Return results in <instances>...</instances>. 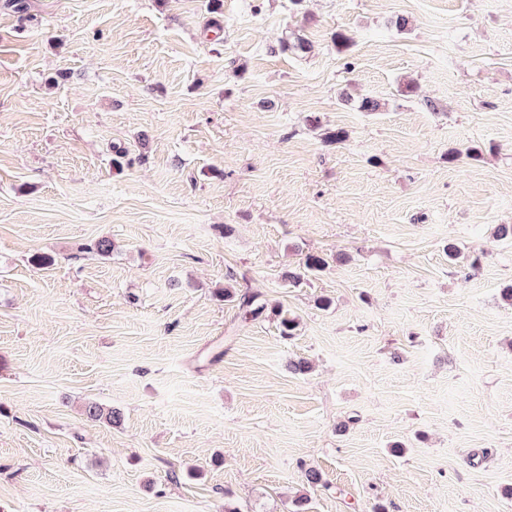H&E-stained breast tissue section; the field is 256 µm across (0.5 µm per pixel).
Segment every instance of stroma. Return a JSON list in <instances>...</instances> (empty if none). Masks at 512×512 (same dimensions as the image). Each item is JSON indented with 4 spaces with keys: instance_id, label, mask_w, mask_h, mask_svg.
I'll return each instance as SVG.
<instances>
[{
    "instance_id": "stroma-1",
    "label": "stroma",
    "mask_w": 512,
    "mask_h": 512,
    "mask_svg": "<svg viewBox=\"0 0 512 512\" xmlns=\"http://www.w3.org/2000/svg\"><path fill=\"white\" fill-rule=\"evenodd\" d=\"M206 5L0 0V512H512V0Z\"/></svg>"
}]
</instances>
